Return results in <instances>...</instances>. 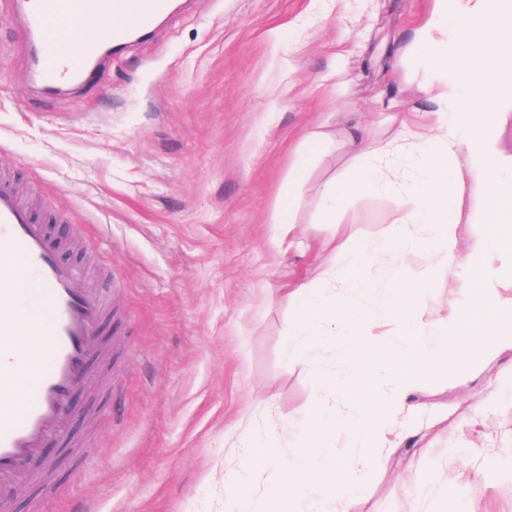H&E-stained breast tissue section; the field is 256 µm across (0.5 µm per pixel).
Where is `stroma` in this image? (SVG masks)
I'll return each mask as SVG.
<instances>
[{
    "label": "stroma",
    "instance_id": "35a3bbf8",
    "mask_svg": "<svg viewBox=\"0 0 512 512\" xmlns=\"http://www.w3.org/2000/svg\"><path fill=\"white\" fill-rule=\"evenodd\" d=\"M429 9L348 0L342 16L323 0H184L109 58L96 87L51 96L34 87L17 23L0 12V174L65 214L51 230L80 243L65 262L93 264L106 289L112 312L94 346L113 355L74 393L67 438L45 449L52 477L11 494L10 512H225L224 458L242 416L285 436L319 392L283 354L293 313L283 288L306 278L330 237L375 246L400 216L368 191L336 223H319L317 208L354 161L338 137L344 113L367 114L374 148L394 138L392 112L425 109L391 47ZM321 125L332 148L299 153L301 134ZM297 171L305 190L292 206L308 247L283 253L272 219ZM415 398L454 425L431 430L426 457L406 451L373 473L358 512H416L395 473L423 482L446 465L449 442L469 447L456 419L482 402L496 476L427 508L512 512V398L442 369Z\"/></svg>",
    "mask_w": 512,
    "mask_h": 512
}]
</instances>
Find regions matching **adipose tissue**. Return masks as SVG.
<instances>
[{
	"mask_svg": "<svg viewBox=\"0 0 512 512\" xmlns=\"http://www.w3.org/2000/svg\"><path fill=\"white\" fill-rule=\"evenodd\" d=\"M431 104L399 120L398 141L357 156L331 179L319 221L332 224L361 190L414 206L387 232L383 250L361 254L350 240L328 241L305 280L287 289L294 308L286 352L320 376L321 405L304 410L291 441L239 422V448L224 470L227 512H356L369 476L383 470L405 440L427 453V427L416 425L420 379L435 369L470 375L508 356L498 376H512V171L499 142L512 124V0H431L428 18L395 44ZM485 184L478 214L486 235L462 244L461 195L467 177ZM421 251L417 271L384 264L385 253ZM480 277L470 300L447 315H427V285L459 260ZM342 275L335 296L314 298L320 281ZM465 344L446 348L448 335ZM332 337L345 372L327 378L322 343ZM349 448L337 452V436Z\"/></svg>",
	"mask_w": 512,
	"mask_h": 512,
	"instance_id": "1",
	"label": "adipose tissue"
}]
</instances>
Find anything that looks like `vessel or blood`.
I'll list each match as a JSON object with an SVG mask.
<instances>
[{"instance_id":"obj_1","label":"vessel or blood","mask_w":512,"mask_h":512,"mask_svg":"<svg viewBox=\"0 0 512 512\" xmlns=\"http://www.w3.org/2000/svg\"><path fill=\"white\" fill-rule=\"evenodd\" d=\"M170 10V0H28L18 26L31 73L47 95L90 86L105 52L127 42L121 18L143 29ZM67 23L69 35L58 33ZM59 239L36 207L0 185V488L22 489L45 443L62 439L71 391L93 363L87 341L108 311L102 288L79 267L61 262ZM38 338L36 372L24 370L19 328Z\"/></svg>"}]
</instances>
